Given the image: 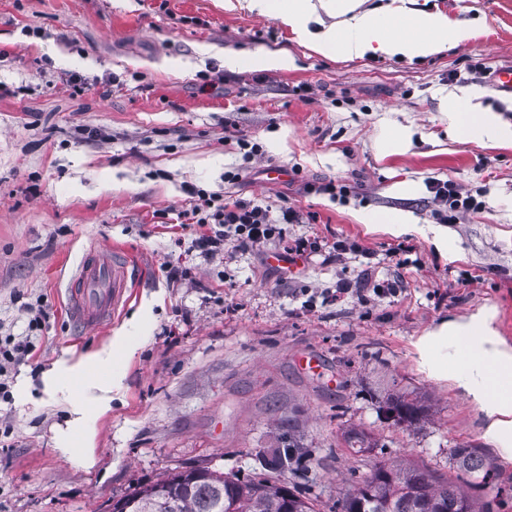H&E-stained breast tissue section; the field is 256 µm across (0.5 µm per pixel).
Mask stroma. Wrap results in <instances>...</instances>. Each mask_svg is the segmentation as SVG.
I'll list each match as a JSON object with an SVG mask.
<instances>
[{"mask_svg":"<svg viewBox=\"0 0 512 512\" xmlns=\"http://www.w3.org/2000/svg\"><path fill=\"white\" fill-rule=\"evenodd\" d=\"M414 6L477 34L413 62L329 60L228 0H0V336L36 346L0 396V512H108L138 486L197 465L281 480L314 512H340L375 463L447 478L456 448L481 449L505 489L466 485L478 512H512V462L484 439L483 413L414 359L420 336L485 304L512 344V147L454 141L440 112L441 91L467 88L512 123V99L490 85L512 63V0ZM27 24L46 39L24 36ZM204 45L216 56L201 58ZM259 49L287 50L294 68L224 65L225 52ZM204 69L222 82L200 90ZM63 71L120 84L107 97H75L57 80ZM22 85L31 91L21 97ZM399 125L415 129L412 148L383 155L384 131ZM243 139L263 157L244 162ZM275 166L287 177L273 178ZM433 180L486 202L448 225V258L430 242ZM308 182L346 192L309 194ZM186 184L311 221L283 225L281 240L257 251L209 254L196 243L204 227L178 219ZM364 212L403 213L418 229L373 231ZM296 238L313 250L276 262ZM340 240L358 252L329 259ZM99 246L127 252L141 277L114 319L84 332L70 320L68 286ZM171 266L187 280L169 281ZM341 285L362 298L337 297ZM37 315L42 329L27 333ZM120 332L133 351L114 365L122 379L111 409L89 420L97 463L88 468L56 451L79 383L49 396L42 377ZM403 393L423 405L419 423L387 416ZM356 431L372 452L352 454ZM292 434L298 470L264 468Z\"/></svg>","mask_w":512,"mask_h":512,"instance_id":"obj_1","label":"stroma"}]
</instances>
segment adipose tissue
I'll return each mask as SVG.
<instances>
[{"label": "adipose tissue", "mask_w": 512, "mask_h": 512, "mask_svg": "<svg viewBox=\"0 0 512 512\" xmlns=\"http://www.w3.org/2000/svg\"><path fill=\"white\" fill-rule=\"evenodd\" d=\"M243 8L272 17L296 33L314 52L330 57L361 58L367 54L398 56L408 60L438 54L444 44L470 36L469 27L450 21L440 12L418 13L403 6L366 10L362 0H242ZM335 17L322 28L321 15ZM448 130L462 141L512 144V124L473 103L462 89L443 95ZM494 307L483 306L469 316L440 323L414 344L422 371L437 379L452 380L487 418L484 436L498 454L512 459V346L500 336ZM127 337L113 336L108 347L80 358H59L44 375V391L52 395L62 382L77 379L83 399L72 402L70 419L58 453L79 454L95 465V450L85 438L90 410H107L112 391V363L129 354Z\"/></svg>", "instance_id": "obj_1"}]
</instances>
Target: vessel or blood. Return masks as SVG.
I'll list each match as a JSON object with an SVG mask.
<instances>
[{
	"label": "vessel or blood",
	"mask_w": 512,
	"mask_h": 512,
	"mask_svg": "<svg viewBox=\"0 0 512 512\" xmlns=\"http://www.w3.org/2000/svg\"><path fill=\"white\" fill-rule=\"evenodd\" d=\"M139 278L137 263L119 251L85 255L70 285L69 312L74 322L93 326L111 319L129 298Z\"/></svg>",
	"instance_id": "b4317fda"
}]
</instances>
